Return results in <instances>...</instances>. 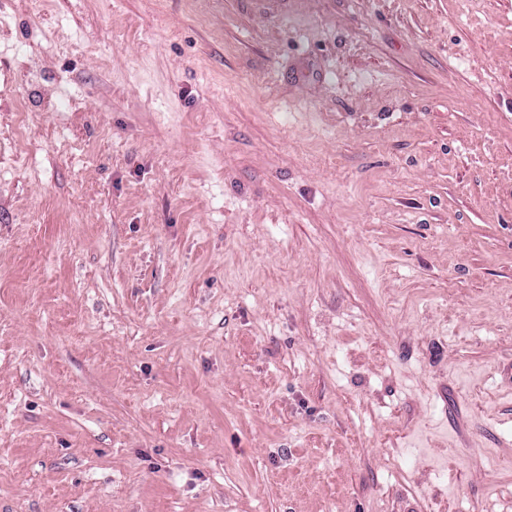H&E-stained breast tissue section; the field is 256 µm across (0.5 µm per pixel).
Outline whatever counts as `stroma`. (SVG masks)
Masks as SVG:
<instances>
[{"instance_id":"35a3bbf8","label":"stroma","mask_w":512,"mask_h":512,"mask_svg":"<svg viewBox=\"0 0 512 512\" xmlns=\"http://www.w3.org/2000/svg\"><path fill=\"white\" fill-rule=\"evenodd\" d=\"M512 499V0H0V512Z\"/></svg>"}]
</instances>
